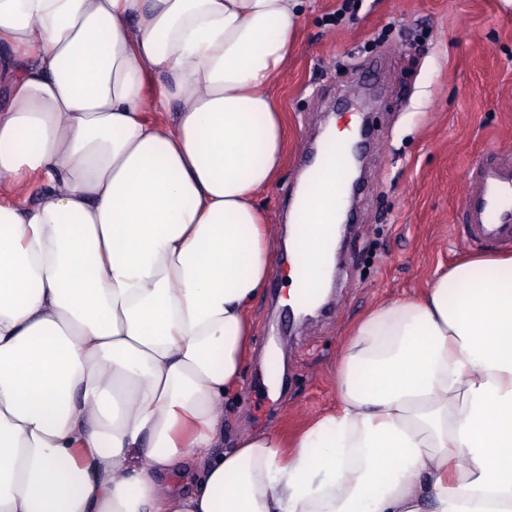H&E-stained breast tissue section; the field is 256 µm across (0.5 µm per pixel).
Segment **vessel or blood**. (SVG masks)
<instances>
[{
    "label": "vessel or blood",
    "mask_w": 512,
    "mask_h": 512,
    "mask_svg": "<svg viewBox=\"0 0 512 512\" xmlns=\"http://www.w3.org/2000/svg\"><path fill=\"white\" fill-rule=\"evenodd\" d=\"M465 182L457 220L461 241L512 246V153H481L467 168Z\"/></svg>",
    "instance_id": "vessel-or-blood-1"
}]
</instances>
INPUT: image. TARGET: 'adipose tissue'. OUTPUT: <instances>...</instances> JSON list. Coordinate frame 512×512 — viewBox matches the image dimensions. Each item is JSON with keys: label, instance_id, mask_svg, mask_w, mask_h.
<instances>
[{"label": "adipose tissue", "instance_id": "obj_1", "mask_svg": "<svg viewBox=\"0 0 512 512\" xmlns=\"http://www.w3.org/2000/svg\"><path fill=\"white\" fill-rule=\"evenodd\" d=\"M302 5L0 0V512H512L509 254L354 323L293 437L224 445ZM347 173L302 199L317 289Z\"/></svg>", "mask_w": 512, "mask_h": 512}]
</instances>
